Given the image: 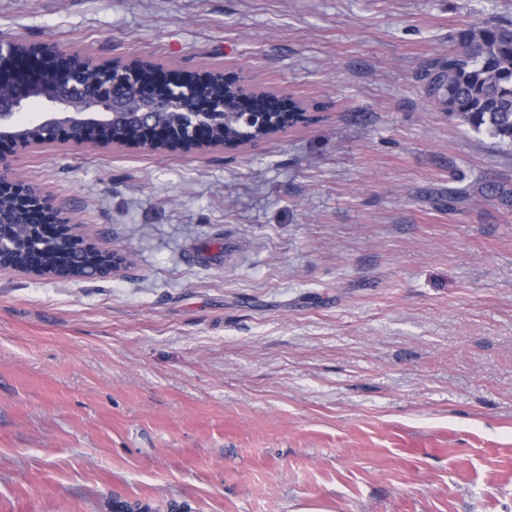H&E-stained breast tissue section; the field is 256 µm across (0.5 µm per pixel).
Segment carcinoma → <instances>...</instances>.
<instances>
[{
    "label": "carcinoma",
    "mask_w": 512,
    "mask_h": 512,
    "mask_svg": "<svg viewBox=\"0 0 512 512\" xmlns=\"http://www.w3.org/2000/svg\"><path fill=\"white\" fill-rule=\"evenodd\" d=\"M458 47L437 57L427 70L426 96L448 116L458 120L471 130L485 132L498 143L512 147V22L495 24L462 25L457 31ZM73 73L86 83L100 79L99 71L85 65L77 53L68 54ZM158 67L152 63L140 68L139 76L128 80L124 95L129 100L144 93ZM234 82L223 79L220 72L211 73V80L203 93L194 99L195 106L214 99L224 100V110L243 111L241 101L233 90ZM248 111L261 118L246 126L223 119L221 115L211 117L204 130L210 141L225 145L244 138L258 139L267 136L266 124L278 119L295 125L289 114L301 112L303 108L288 100V111L275 108L270 93L254 91L249 98ZM16 136L28 144L51 142L49 132L29 126L16 131ZM86 137L94 142L140 145V127L135 119L116 115L112 122L98 128L93 127ZM0 214L8 219L6 233L20 243L11 251L0 253V268L31 272L35 269L46 276L106 277L108 270L102 269L103 252L95 249H77L62 240L39 250L33 247L40 232L38 225L15 214L14 200L8 196L0 198Z\"/></svg>",
    "instance_id": "obj_1"
}]
</instances>
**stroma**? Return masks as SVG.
I'll list each match as a JSON object with an SVG mask.
<instances>
[{"label": "stroma", "mask_w": 512, "mask_h": 512, "mask_svg": "<svg viewBox=\"0 0 512 512\" xmlns=\"http://www.w3.org/2000/svg\"><path fill=\"white\" fill-rule=\"evenodd\" d=\"M512 0H0V39L220 70L234 150L0 149L125 255L0 269V512H512V152L431 103ZM233 87L234 82H228L226 79L223 80V76L220 72H211V80L206 85V89L192 100L195 106L199 108L204 102H211L214 99H223L225 111L230 113L231 111H248L256 116L255 121L248 126L229 120L224 121L221 115L212 116L210 124H208L204 130V134H206L212 142L223 143L226 146L229 143L240 141L243 138H262L270 133V130L264 126L263 123H272L271 121H273L275 117L277 119L276 122L278 120H282L283 122L288 120V125L293 126L297 124V121H292L289 114L293 112H306L290 98H288V111L276 109L274 108L275 102L280 101L268 92L257 90H255L248 99L249 108L245 110L242 108V102L238 100L237 95L234 93ZM270 96H273L275 99L274 102L269 99ZM258 117H261L259 125L257 121Z\"/></svg>", "instance_id": "35a3bbf8"}]
</instances>
